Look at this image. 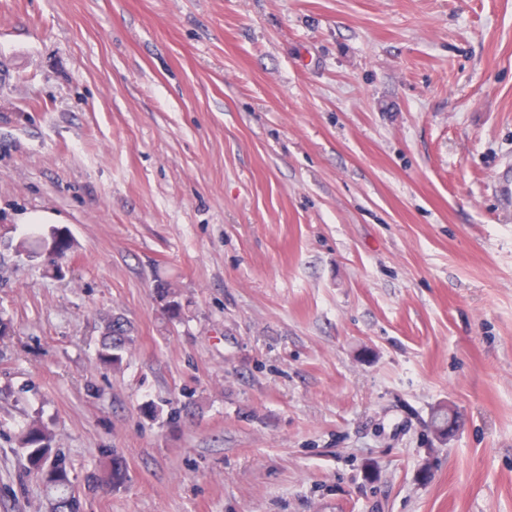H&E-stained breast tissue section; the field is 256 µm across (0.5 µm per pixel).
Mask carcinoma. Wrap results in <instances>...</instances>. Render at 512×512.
Segmentation results:
<instances>
[{
  "mask_svg": "<svg viewBox=\"0 0 512 512\" xmlns=\"http://www.w3.org/2000/svg\"><path fill=\"white\" fill-rule=\"evenodd\" d=\"M160 299L173 315L180 313L181 304L176 300V292L166 284L158 288ZM130 322L121 316L107 320L103 332L97 360L105 367L117 368L123 362V352L133 342ZM53 436L48 427L40 421L32 422L21 434L19 445L25 451L27 469L36 474L48 471L53 476L46 483L57 491L50 503L52 512H79V499L71 490L70 468L64 458L52 446ZM128 470L123 456L112 450L108 460L100 468L86 477L88 490L92 492H114L128 482Z\"/></svg>",
  "mask_w": 512,
  "mask_h": 512,
  "instance_id": "obj_1",
  "label": "carcinoma"
}]
</instances>
